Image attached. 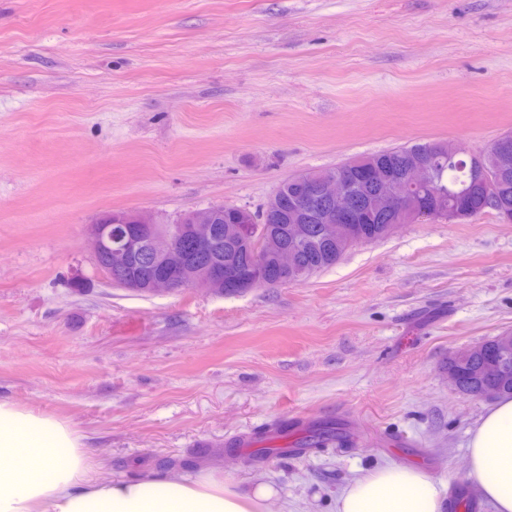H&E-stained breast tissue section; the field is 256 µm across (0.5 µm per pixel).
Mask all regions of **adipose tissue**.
<instances>
[{
  "label": "adipose tissue",
  "instance_id": "ef3b65f1",
  "mask_svg": "<svg viewBox=\"0 0 512 512\" xmlns=\"http://www.w3.org/2000/svg\"><path fill=\"white\" fill-rule=\"evenodd\" d=\"M80 434L65 420L0 399V512H265L271 483L242 487L205 470L193 477L100 478ZM468 479L495 512H512V397L488 407L470 432ZM444 487L408 465L351 480L336 512H446Z\"/></svg>",
  "mask_w": 512,
  "mask_h": 512
}]
</instances>
